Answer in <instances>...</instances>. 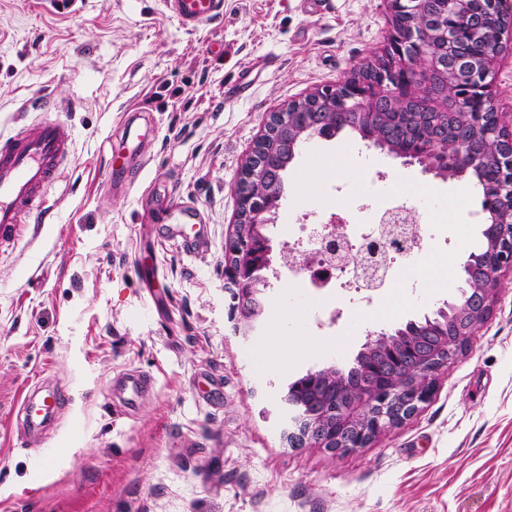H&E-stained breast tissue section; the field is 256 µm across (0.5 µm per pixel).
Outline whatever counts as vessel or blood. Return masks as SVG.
I'll return each mask as SVG.
<instances>
[{
    "mask_svg": "<svg viewBox=\"0 0 512 512\" xmlns=\"http://www.w3.org/2000/svg\"><path fill=\"white\" fill-rule=\"evenodd\" d=\"M184 28L192 29L224 12V0H163ZM70 133L46 120L0 140V230L20 223L25 212L43 209L44 187L69 154Z\"/></svg>",
    "mask_w": 512,
    "mask_h": 512,
    "instance_id": "obj_1",
    "label": "vessel or blood"
}]
</instances>
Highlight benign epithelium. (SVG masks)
Here are the masks:
<instances>
[{
  "instance_id": "obj_1",
  "label": "benign epithelium",
  "mask_w": 512,
  "mask_h": 512,
  "mask_svg": "<svg viewBox=\"0 0 512 512\" xmlns=\"http://www.w3.org/2000/svg\"><path fill=\"white\" fill-rule=\"evenodd\" d=\"M394 33L384 57L332 89L317 90L266 116L236 184L238 223L225 241L239 329L251 333L267 311L269 272L288 267L274 245L285 176L299 147L353 128L402 164L443 181L483 185L482 246L462 264L456 297L390 331H369L349 369H310L279 396L283 434L293 446L367 448L429 398L437 373L456 360L492 311L502 273L512 271V132L502 124L490 74L512 43L509 0H387ZM420 116L418 130L397 124ZM346 220L332 214L321 236L336 246Z\"/></svg>"
}]
</instances>
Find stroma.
Segmentation results:
<instances>
[{
    "mask_svg": "<svg viewBox=\"0 0 512 512\" xmlns=\"http://www.w3.org/2000/svg\"><path fill=\"white\" fill-rule=\"evenodd\" d=\"M392 32L385 0H224L194 30L162 0H0V136L47 119L72 130L50 221L27 213L0 233V512H512V273L429 400L370 447H290L277 402L307 370L348 366L366 331L456 295L482 245L472 181L421 174L347 131L306 143L276 242L351 217L350 187L412 184L418 265L440 276L367 304L321 299L283 268L267 319L234 331L224 244L267 114L335 87ZM319 307L336 323L316 329ZM277 336L313 345L272 363ZM129 376L145 383L132 406L117 389ZM48 394L56 417L31 434L19 405Z\"/></svg>",
    "mask_w": 512,
    "mask_h": 512,
    "instance_id": "obj_1",
    "label": "stroma"
}]
</instances>
